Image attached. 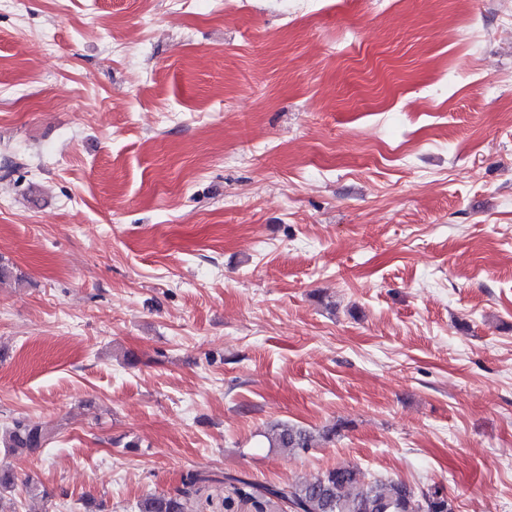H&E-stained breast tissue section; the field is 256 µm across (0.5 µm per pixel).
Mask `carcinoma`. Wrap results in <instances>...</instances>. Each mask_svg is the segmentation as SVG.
I'll return each instance as SVG.
<instances>
[{
	"label": "carcinoma",
	"mask_w": 512,
	"mask_h": 512,
	"mask_svg": "<svg viewBox=\"0 0 512 512\" xmlns=\"http://www.w3.org/2000/svg\"><path fill=\"white\" fill-rule=\"evenodd\" d=\"M262 437L268 447L294 453L306 452L317 442L313 432L288 422L270 426ZM50 439L51 433L42 423L19 416L0 434V446L13 455L31 454ZM208 480L209 476L190 471L174 492L143 498L138 512H188L190 496L198 491L197 485ZM224 483L240 503L260 512L280 503L287 504L291 512H453L441 486L424 491L400 479L380 477L367 482L356 465L334 467L310 479L278 485L256 484L239 476H226ZM15 486L13 471L0 469V512H16L14 506L4 508V502L13 501Z\"/></svg>",
	"instance_id": "cac0c4a2"
}]
</instances>
